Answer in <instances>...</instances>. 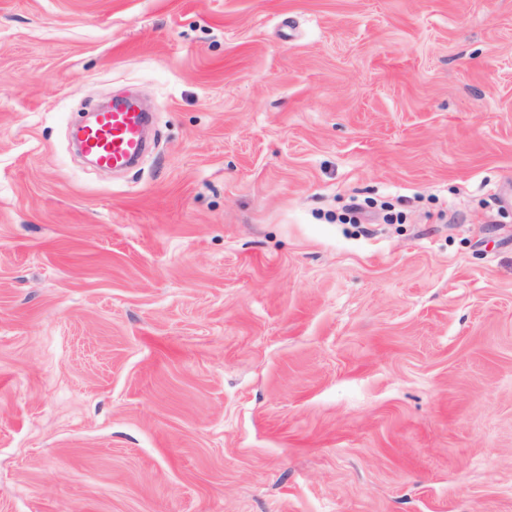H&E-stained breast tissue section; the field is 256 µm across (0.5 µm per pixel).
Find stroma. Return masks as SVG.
Masks as SVG:
<instances>
[{
    "instance_id": "stroma-1",
    "label": "stroma",
    "mask_w": 512,
    "mask_h": 512,
    "mask_svg": "<svg viewBox=\"0 0 512 512\" xmlns=\"http://www.w3.org/2000/svg\"><path fill=\"white\" fill-rule=\"evenodd\" d=\"M0 512H512V0H0ZM147 122L148 114L141 112L133 100H114L112 107L96 112L91 122L79 128L81 147L100 166L125 169L147 148Z\"/></svg>"
}]
</instances>
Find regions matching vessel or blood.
Listing matches in <instances>:
<instances>
[{
    "label": "vessel or blood",
    "mask_w": 512,
    "mask_h": 512,
    "mask_svg": "<svg viewBox=\"0 0 512 512\" xmlns=\"http://www.w3.org/2000/svg\"><path fill=\"white\" fill-rule=\"evenodd\" d=\"M147 122V113L141 112L133 100H115L110 108L97 112L91 122L81 127V147L102 167L127 168L147 148Z\"/></svg>",
    "instance_id": "1"
}]
</instances>
